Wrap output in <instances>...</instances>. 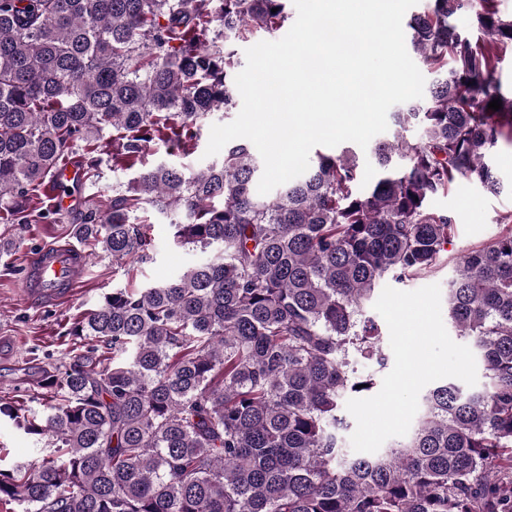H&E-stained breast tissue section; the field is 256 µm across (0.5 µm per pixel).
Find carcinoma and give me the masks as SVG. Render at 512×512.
I'll return each instance as SVG.
<instances>
[{
    "label": "carcinoma",
    "instance_id": "cac0c4a2",
    "mask_svg": "<svg viewBox=\"0 0 512 512\" xmlns=\"http://www.w3.org/2000/svg\"><path fill=\"white\" fill-rule=\"evenodd\" d=\"M289 0H0V224L52 223L39 190L112 135L133 167L154 140L187 152L200 124L237 107L235 45L288 21ZM276 12H271V9ZM473 19L474 41L455 20ZM438 74L394 113L358 190L354 152L318 156L261 195L247 141L188 170L159 163L112 188L74 234L132 272L153 260L135 212L178 217L175 241L207 254L158 284L114 288L75 320L61 367L32 374L42 410L0 418L48 452L0 467V503L22 512H512V212L456 261L448 312L485 386L428 391L403 441L345 448L338 416L382 368L365 306L387 277L432 275L455 235L431 207L458 180L498 195L512 98L494 77L512 52L495 0H426L408 23ZM502 108L493 111L490 101ZM408 127L420 137L404 136Z\"/></svg>",
    "mask_w": 512,
    "mask_h": 512
}]
</instances>
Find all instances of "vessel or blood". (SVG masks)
<instances>
[{
  "label": "vessel or blood",
  "instance_id": "b4317fda",
  "mask_svg": "<svg viewBox=\"0 0 512 512\" xmlns=\"http://www.w3.org/2000/svg\"><path fill=\"white\" fill-rule=\"evenodd\" d=\"M82 169L75 163L61 164L53 173L47 193L52 207L67 212L72 205V189L80 181ZM87 269V256L70 244L54 243L31 253L22 283L27 304L54 305L64 292L76 288Z\"/></svg>",
  "mask_w": 512,
  "mask_h": 512
}]
</instances>
